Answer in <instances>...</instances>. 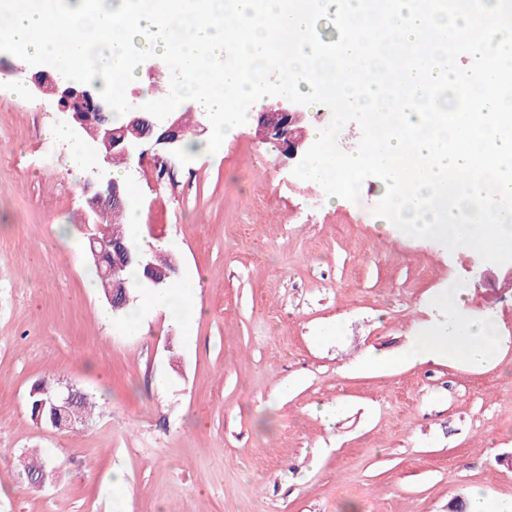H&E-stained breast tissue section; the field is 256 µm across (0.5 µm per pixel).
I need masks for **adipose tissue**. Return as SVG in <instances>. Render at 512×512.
<instances>
[{
    "instance_id": "1",
    "label": "adipose tissue",
    "mask_w": 512,
    "mask_h": 512,
    "mask_svg": "<svg viewBox=\"0 0 512 512\" xmlns=\"http://www.w3.org/2000/svg\"><path fill=\"white\" fill-rule=\"evenodd\" d=\"M201 278L199 271H191L171 287L147 291L144 302L170 308L178 306L184 317L197 316L200 308L193 294ZM460 294L459 285L449 284L434 299L439 310L436 321L421 327L397 354L367 351L362 359L363 365L370 368L393 364L416 366L433 357L462 359L479 365L491 359L495 352L496 323L489 316L474 318L464 314L460 307Z\"/></svg>"
}]
</instances>
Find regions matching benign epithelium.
<instances>
[{
	"instance_id": "1",
	"label": "benign epithelium",
	"mask_w": 512,
	"mask_h": 512,
	"mask_svg": "<svg viewBox=\"0 0 512 512\" xmlns=\"http://www.w3.org/2000/svg\"><path fill=\"white\" fill-rule=\"evenodd\" d=\"M26 74L29 94L36 99L52 98L57 101L58 110L66 114L73 133L87 143L102 162L101 173L108 176L112 154L125 157L128 168L136 173L150 162L153 166L168 168L169 157L180 151L184 128L179 113L172 112L159 121L139 109L146 103L144 95L138 93L139 102L127 112V119L120 127L112 126L109 117L111 108L92 87H76V83L65 79L60 73L51 74L45 70L31 71L26 66L18 68ZM305 112L301 105L286 98H278L265 105L258 112L254 138L273 145L281 156L299 161L308 150L306 129L303 126ZM85 191L90 194L91 223H97V216L104 205L121 204L126 196V185L115 179L109 180L107 190H102L99 181L89 180ZM112 253V268L105 271V277L112 279V300L129 299V288L121 278L120 271L135 262L144 267L147 278H152L157 255L153 251L132 254L119 244L100 242V249H92L96 263L106 253ZM81 394L67 386L48 394L49 402L58 413L69 411Z\"/></svg>"
}]
</instances>
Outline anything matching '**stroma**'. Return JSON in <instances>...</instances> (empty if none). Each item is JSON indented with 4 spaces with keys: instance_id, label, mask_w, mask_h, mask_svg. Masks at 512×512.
<instances>
[{
    "instance_id": "obj_1",
    "label": "stroma",
    "mask_w": 512,
    "mask_h": 512,
    "mask_svg": "<svg viewBox=\"0 0 512 512\" xmlns=\"http://www.w3.org/2000/svg\"><path fill=\"white\" fill-rule=\"evenodd\" d=\"M0 53V512H449L481 490L512 499V288L474 287L477 261L371 221L386 186L327 195L244 129L222 155L189 151L170 178H131L128 223L198 269L200 317L141 307L142 336L102 321L80 224L100 168L51 128V101L6 90ZM493 314L497 355L365 371L430 321L433 294ZM71 386L85 423L33 422L30 393ZM335 411L325 424L321 408ZM51 451L32 485L20 462ZM122 474L127 493L112 495Z\"/></svg>"
}]
</instances>
